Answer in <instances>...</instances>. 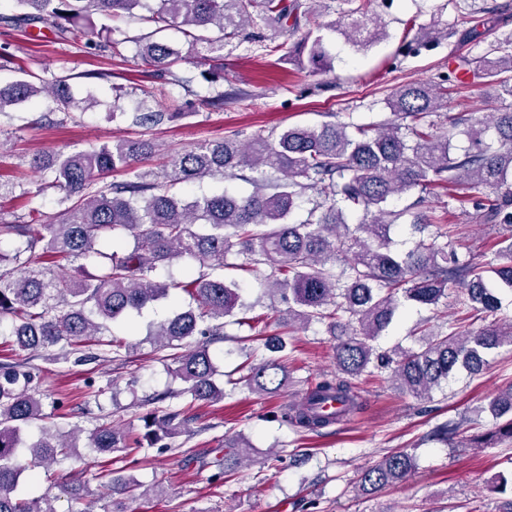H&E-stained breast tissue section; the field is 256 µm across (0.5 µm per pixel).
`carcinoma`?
<instances>
[{"label": "carcinoma", "instance_id": "obj_1", "mask_svg": "<svg viewBox=\"0 0 512 512\" xmlns=\"http://www.w3.org/2000/svg\"><path fill=\"white\" fill-rule=\"evenodd\" d=\"M352 8L348 21L325 27L339 29L347 42L366 48L383 34L377 20L368 17L373 0H345ZM20 16L32 24L54 28L62 37L86 40L96 50H114L115 42L101 44L90 16L107 19L133 17L159 32L173 24L182 29L191 47L223 58L224 40L249 38V26L262 22L297 30L309 13L303 0H16ZM464 28L463 35L479 44L499 26V18L463 12L448 31L433 29L428 41ZM323 26L310 29L292 47L277 44L268 52L294 61L310 74L330 68ZM426 41V42H428ZM426 42L416 43L417 52ZM138 55L155 72L168 73L179 58L171 44L151 37L137 39ZM473 75L512 98V35L487 43L471 59ZM457 81L448 71L439 84L407 83L385 99L393 119L377 125L324 122L318 127L288 126L248 139L234 132L169 157L155 167L160 145L143 137L118 139L87 150L51 152L32 158L31 168L50 178L47 187L62 194L66 204L60 218L45 222L46 232L15 220L0 224V317L11 318L10 335L22 350L51 351L77 361L99 355L121 357L130 345L116 337L105 340L109 324L140 313L148 305L168 299L179 290L190 304L173 311L150 331L155 349L170 351L174 373L185 387L180 394L190 402L217 401L224 389L215 381L216 365L208 343L224 335L227 319L248 308L240 288L224 277L231 267L271 269L268 290L288 307L275 321L282 332L264 339L269 356L248 367L238 379L256 393L276 394L288 381V367L279 353L284 335L297 323L327 321L337 338L339 375L307 389L301 400L283 408L282 416L295 426L319 432L363 409L348 378L372 367L388 375L395 387L416 400L431 397L441 383L458 372L479 373L485 358L504 345L512 346V324L495 320L477 331L443 333L425 322L417 348L381 351L378 338L412 306H436L448 298V286L459 284L464 303L488 316L512 293V235L495 243L494 259L480 266L460 254L454 245L456 225L420 238L413 248L393 247L390 237L397 224H409L422 233L439 216L420 209L426 196L442 190L464 204L473 202L481 224H512V108L481 120L460 113L448 124L428 117L445 106L448 86ZM52 98V111H72L68 78L60 76L38 86L19 80L0 86V112L41 95ZM179 116L143 100L133 115L136 125H159ZM493 133L497 146L486 142ZM466 137L468 146L455 151L453 140ZM252 186L248 194L228 189L200 197L176 194L177 185L207 177L232 178L245 171ZM124 171L129 178L108 185L99 180ZM482 187L494 198L472 199ZM418 191V200L394 210V197ZM308 202L305 219L291 217ZM362 213L355 224L346 211ZM199 263L197 275L161 282L157 271L183 258ZM98 261L97 272L84 273L87 261ZM343 263L336 272V261ZM34 374L20 364H0V512H56L46 497L23 498L18 488L33 477L36 467L61 464L77 447L80 429L64 435L45 426L35 437L27 427L51 415L33 386ZM333 400L338 412L326 414L322 405ZM488 411L504 420L496 434L512 438V387L493 398ZM89 447L101 455L129 453L141 447L120 428L100 424L90 432ZM227 451L217 460L216 477L242 464L251 444L243 439L224 442ZM412 453L392 452L361 471L359 488L376 491L405 481L415 472ZM112 493L127 499L160 496L163 489L143 488L138 481L112 476Z\"/></svg>", "mask_w": 512, "mask_h": 512}]
</instances>
